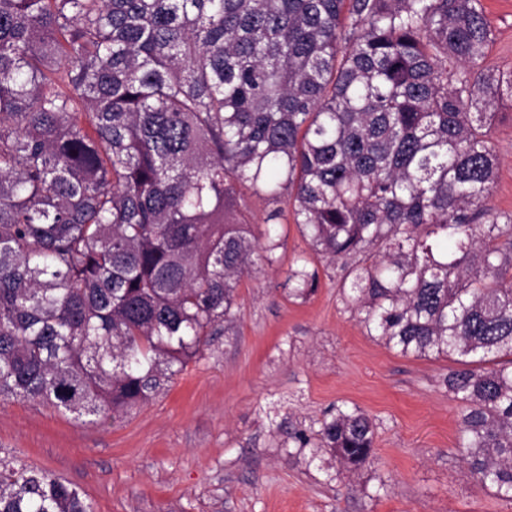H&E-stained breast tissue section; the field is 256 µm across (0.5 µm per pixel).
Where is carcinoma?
I'll list each match as a JSON object with an SVG mask.
<instances>
[{"instance_id": "1", "label": "carcinoma", "mask_w": 512, "mask_h": 512, "mask_svg": "<svg viewBox=\"0 0 512 512\" xmlns=\"http://www.w3.org/2000/svg\"><path fill=\"white\" fill-rule=\"evenodd\" d=\"M481 0H0V401L85 423L152 401L277 261L292 216L367 334L452 358L463 459L512 499V212L488 197ZM291 293L318 268L288 271ZM319 441L369 464L375 428ZM0 512H93L0 456Z\"/></svg>"}]
</instances>
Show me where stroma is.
Returning a JSON list of instances; mask_svg holds the SVG:
<instances>
[{"mask_svg": "<svg viewBox=\"0 0 512 512\" xmlns=\"http://www.w3.org/2000/svg\"><path fill=\"white\" fill-rule=\"evenodd\" d=\"M482 5L487 63L512 71V0ZM494 109L489 203L512 211V99ZM278 231V263L242 277L232 320L162 394L90 425L2 402L0 452L76 486L94 512H512L460 453L461 404L443 385L455 361L368 336L333 269L310 297L290 295L289 267L314 253L296 224ZM337 407L373 419L372 465L348 472L326 449L296 448L291 432L318 430Z\"/></svg>", "mask_w": 512, "mask_h": 512, "instance_id": "stroma-1", "label": "stroma"}]
</instances>
